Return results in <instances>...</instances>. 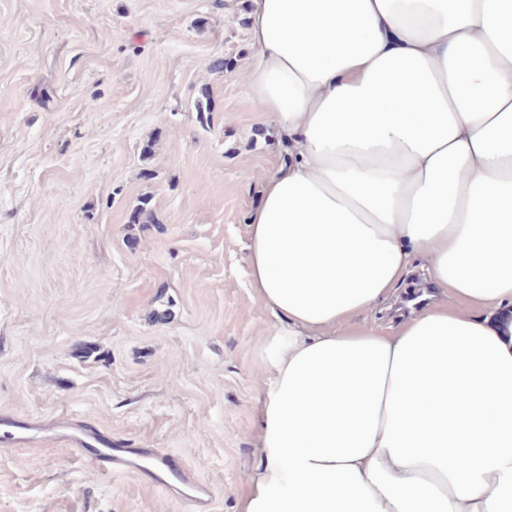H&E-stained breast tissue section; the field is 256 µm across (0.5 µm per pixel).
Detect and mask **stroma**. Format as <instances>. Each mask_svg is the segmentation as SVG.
<instances>
[{
  "label": "stroma",
  "instance_id": "35a3bbf8",
  "mask_svg": "<svg viewBox=\"0 0 512 512\" xmlns=\"http://www.w3.org/2000/svg\"><path fill=\"white\" fill-rule=\"evenodd\" d=\"M248 11L0 0V419L158 449L211 487L213 512H237L257 461L267 314L247 221L292 152L238 77ZM0 512L186 509L47 443L0 454Z\"/></svg>",
  "mask_w": 512,
  "mask_h": 512
}]
</instances>
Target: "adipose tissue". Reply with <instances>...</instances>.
<instances>
[{"instance_id":"adipose-tissue-1","label":"adipose tissue","mask_w":512,"mask_h":512,"mask_svg":"<svg viewBox=\"0 0 512 512\" xmlns=\"http://www.w3.org/2000/svg\"><path fill=\"white\" fill-rule=\"evenodd\" d=\"M248 33L295 151L248 220L238 512H512V0H251ZM419 260L452 304L368 322Z\"/></svg>"}]
</instances>
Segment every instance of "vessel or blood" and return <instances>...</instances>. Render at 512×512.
Instances as JSON below:
<instances>
[{
    "instance_id": "vessel-or-blood-1",
    "label": "vessel or blood",
    "mask_w": 512,
    "mask_h": 512,
    "mask_svg": "<svg viewBox=\"0 0 512 512\" xmlns=\"http://www.w3.org/2000/svg\"><path fill=\"white\" fill-rule=\"evenodd\" d=\"M54 437L61 445L90 456L103 471H134L158 486H195V494L185 500L187 512H212L209 489L196 484L190 470L170 456L159 454L152 448L131 447L126 441L112 438L110 433L88 426L63 424L58 426Z\"/></svg>"
}]
</instances>
